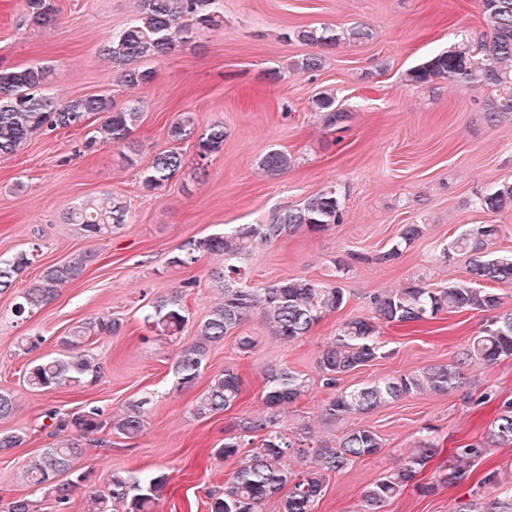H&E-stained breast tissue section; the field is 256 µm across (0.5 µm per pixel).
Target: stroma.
<instances>
[{"label":"stroma","mask_w":512,"mask_h":512,"mask_svg":"<svg viewBox=\"0 0 512 512\" xmlns=\"http://www.w3.org/2000/svg\"><path fill=\"white\" fill-rule=\"evenodd\" d=\"M58 4V21L41 27L27 24L24 0H0V68L43 62L52 68L55 96L108 93L118 109L141 101L144 116L133 155L116 145L86 149L90 130L84 127L36 134L17 155L0 158V258L22 251L33 256L15 291L0 293V391L15 399L0 432L26 435L21 447L0 453V512L18 495L32 496L38 512H55L25 477L28 461L54 441L46 427L49 410L96 406L115 414L145 396L151 402L139 437L86 442L73 471L88 470L92 477L74 490L66 512H87L90 496L107 488L112 472L161 469L170 481L154 512H207L209 491L223 488L234 467L212 450L236 435L241 417L263 411V371L272 365H287L307 385L284 419L290 434L306 427L317 438L332 439L367 427L381 439L375 455L330 476L316 512H356L364 490L397 467L423 435L440 448L422 472L427 482L455 448L481 441L500 404L512 400V358L465 367L451 392L406 395L333 425L322 410L336 388L325 385L317 366L338 325L371 316L375 296L417 282L441 288L467 281L469 256L451 243L469 226L497 224L494 251L512 253V209L491 216L475 206L477 196L512 181V114L489 120L486 109L496 97L490 85L441 81L413 87L404 80L409 68L450 49L460 35L488 37L479 0H224L220 25L179 40L166 58L152 62L154 79L140 88L119 85L99 54L106 37L132 19L136 0ZM359 23L373 31L361 44L318 51L293 38L304 28L343 30ZM314 52L322 55L320 69L289 72L290 61ZM321 92L335 94L348 114L345 122L324 124L312 103ZM184 113L194 120L192 134L171 143L167 128ZM217 123L224 126V144L200 158L198 139ZM172 147L183 155L180 171L163 189H143L141 171ZM273 148L288 151L293 163L270 177L259 162ZM328 186L342 201L341 224L260 248L247 263L246 284L261 288L305 276L343 288L344 307L288 344L252 316L210 347L194 385L180 384L172 362L181 346L194 341L197 324L216 300L211 272L222 262L207 256L174 267L170 258L188 241L228 225L268 222ZM103 193L127 205L122 229L92 238L66 223L70 207ZM406 224L420 226L419 237L396 259L382 261ZM88 251L96 259L79 280L37 313L15 315L16 290L45 267ZM176 291L190 320L179 335L156 337L144 317L153 302ZM99 315L121 323L117 334L89 346L101 364L99 377L65 390H30L27 368L64 354L72 329ZM487 318L465 311L383 326L385 357L343 375L337 388L455 363ZM243 336L254 341L251 351L240 350ZM227 368L241 379L238 402L204 419L190 416L210 378ZM492 470L499 474L494 486L483 482ZM509 499L512 444L490 448L465 482L425 497L406 489L386 512H499L498 502Z\"/></svg>","instance_id":"35a3bbf8"}]
</instances>
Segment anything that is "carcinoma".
I'll return each instance as SVG.
<instances>
[{"label":"carcinoma","mask_w":512,"mask_h":512,"mask_svg":"<svg viewBox=\"0 0 512 512\" xmlns=\"http://www.w3.org/2000/svg\"><path fill=\"white\" fill-rule=\"evenodd\" d=\"M27 16L33 23L47 26L57 20L56 0H25ZM483 20L490 38L474 42L463 38L450 50L438 53L411 68L405 76L412 86L445 81H465L473 86L491 84L498 88L495 100L488 105L490 120L501 114H512V0H480ZM224 0H138L137 9L128 25L112 34L102 44L100 54L112 65L118 83L126 87L149 85L154 71L148 62L171 53L182 34L210 29L219 25ZM298 41L320 47H331L341 41L362 43L372 38L369 28L356 25L338 32L333 28L303 29L296 32ZM322 66L319 54H308L288 64L295 73L315 71ZM51 68L38 63L0 70V158L20 152L31 136L42 130L77 129L98 122L88 145L97 142L117 145L135 151L132 139L143 118L140 101L123 109H114L112 98L92 94L62 100L49 90ZM330 127L341 124L346 112L336 104V97L327 93L313 101ZM193 120L182 116L170 123L168 137L179 142L191 135ZM224 143V126L216 124L198 139L201 158L219 151ZM183 155L176 149L156 154L150 166L140 175L143 186L150 190L164 187L182 168ZM292 158L288 152L273 148L261 159L260 167L268 175L288 170ZM477 207L498 214L512 208V181L499 184L481 195ZM67 222L93 237H100L122 228L127 223L125 203L112 195L83 200L73 206ZM342 203L336 189H321L303 202L285 209L265 224H240L211 234L181 247L171 258L173 266H189L205 255L221 256L224 267L212 273V287L220 297L206 317L197 325V340L183 346L174 358L172 370L181 384L192 385L199 377L209 347L224 340L252 314H259L270 334L284 343L308 335L325 314L345 305L343 289L307 277L286 278L263 288H246L241 283L245 262L259 248L272 245L296 233L325 231L341 223ZM421 233L416 224H406L399 241L382 260L400 255L401 247L413 242ZM498 233L496 224H476L453 241V247L470 254L468 266L472 284H450L444 288H425L419 284L390 291L374 299V315L356 317L342 322L336 336L324 346L318 360L319 370L329 387L339 377L368 365L384 356L379 340L384 325L404 327L432 319L440 313L463 311L488 312L500 308L497 294L475 284L512 282V255L490 250ZM93 260L88 253L70 261L48 266L18 296L16 313L30 314L59 294L61 288L78 280ZM32 263L25 252L0 259V291L15 287L19 274ZM148 324L158 336H176L189 320L182 295L175 293L155 301ZM121 323L110 316H98L76 326L67 339L70 354L50 358L31 365L25 374L29 388L49 392L80 384L99 377L97 359L83 349L92 336H112ZM512 358V312L494 316L460 353L458 365H434L399 377L376 380L367 385L346 388L336 393L323 408L326 421L334 423L351 414H365L389 400L411 393L432 391L449 393L462 378L461 365L490 366ZM306 389L305 380L286 365L264 370L263 403L266 411L247 416L237 423L239 435L224 439L213 454L224 460H236L232 472L224 480V489L209 494V512H260L268 498L289 486L280 500V512H315L326 481L353 461L375 454L381 439L368 428L351 429L337 440H317L299 450L304 470L295 474L290 469V450L294 441L283 431L282 416L295 404ZM242 393L241 379L232 369L213 376L197 397L190 415L202 419L221 413L238 401ZM150 398L133 400L119 417H110L98 407H90L72 417L57 410L47 417L55 425V443L41 450L27 464L29 483L52 498L63 510L71 500L75 484L59 476L70 471L83 455L81 439L95 436L105 428L126 438L141 434L146 406ZM77 435H65L68 429ZM25 443L21 432H0V450L18 448ZM252 446L241 451L243 444ZM512 443V401L502 402L500 410L488 426L483 441L457 448L454 464L439 471L433 482L423 483L419 474L436 455L437 446L428 438L419 440L401 464L380 477L364 491L357 512H384L387 504L406 488L412 487L426 496L438 485L460 483L471 465L481 459L487 448ZM169 475L158 472L141 476L134 471L112 474L106 493L91 496L89 512H152L155 500L167 485Z\"/></svg>","instance_id":"carcinoma-1"}]
</instances>
